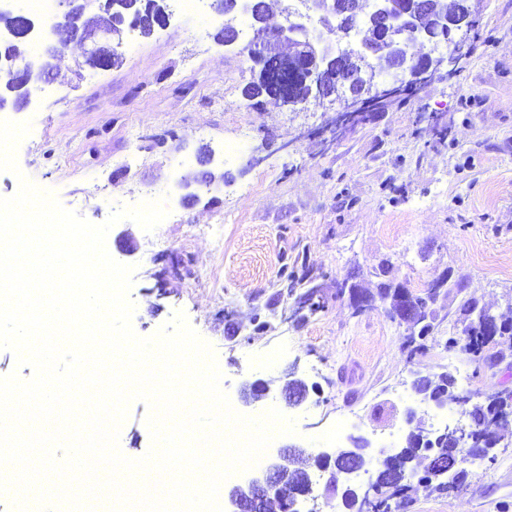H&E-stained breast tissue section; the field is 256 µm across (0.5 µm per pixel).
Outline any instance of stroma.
Here are the masks:
<instances>
[{
	"mask_svg": "<svg viewBox=\"0 0 512 512\" xmlns=\"http://www.w3.org/2000/svg\"><path fill=\"white\" fill-rule=\"evenodd\" d=\"M474 17L478 36L453 77L337 141L324 104L245 95L254 64L241 46L218 44L223 18L212 10L173 13L149 36L125 31L107 70L83 67L86 45L70 43L53 82L0 109V120L31 125L17 172L0 171V197L24 176L96 225L143 193L164 199L168 218L154 231L123 219L105 239L115 261L135 268V333L154 336L183 313L212 347L235 411L259 417L273 403L293 420L265 461L290 445L318 452L339 424V445L360 435L376 449L402 448L411 427L441 425L415 377L452 363L470 374L472 394L512 390V343L492 345L480 363L444 346L461 297L512 319V0H480ZM202 170L223 182L188 196L183 177ZM384 259L415 294L447 274L462 282V294L439 297L425 349L410 351L407 325L385 303L357 315L336 295L343 280L376 292L372 268ZM293 272L304 281L291 291ZM314 286L325 309L293 314L294 294ZM292 372L308 388L297 405L282 395ZM257 379L269 393L245 400ZM147 415L144 402L130 404L119 433L126 457L150 450ZM466 471L460 492L417 483L391 512H512L511 435L495 461Z\"/></svg>",
	"mask_w": 512,
	"mask_h": 512,
	"instance_id": "1",
	"label": "stroma"
}]
</instances>
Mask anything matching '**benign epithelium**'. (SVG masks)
Segmentation results:
<instances>
[{
	"instance_id": "7a95c632",
	"label": "benign epithelium",
	"mask_w": 512,
	"mask_h": 512,
	"mask_svg": "<svg viewBox=\"0 0 512 512\" xmlns=\"http://www.w3.org/2000/svg\"><path fill=\"white\" fill-rule=\"evenodd\" d=\"M150 5V11L138 14L134 24L142 27L150 25V30L164 27L170 23L171 14L164 11L156 16L155 0H140ZM477 0H465L464 8L455 16L442 22L443 43L447 54H426L417 58L408 57V47L413 40L436 41V37L425 31L410 29L404 20V11L396 0H376L375 9L382 18L383 39L386 43L385 57L388 65L384 66L388 78L379 84H364L357 90L345 93L344 88L351 85V81L336 79L328 76V72L335 69L336 62L353 51L360 57L362 63L374 65L376 60L370 46L364 39L356 35L350 49H341L325 42L323 34L327 22L338 16H347L354 13L356 4L354 0H305L303 9H296L285 18L275 33L265 30L263 25L252 28V37L243 47L249 58L258 66L267 61H275L278 68L274 71L262 72L266 84L276 85L275 95L284 101L293 104V94L289 86L301 75L306 78L309 91L314 98L327 99L332 105H338L334 113L325 120L324 128L336 130V134L344 136L353 126L351 115L369 117L371 113L366 108L382 107L388 102L406 96L419 90L434 76L449 78L454 75L455 69L451 64L458 59V54L465 44L464 38L458 33L467 25L474 11ZM63 8L62 17L50 25L52 38L45 50L58 51L73 41L88 43L91 48L87 52L85 64L92 69H109L113 66L115 52L107 46L100 44L101 35L112 34V29L105 27H92L81 24V19L90 11H112V0H83L76 5L74 0H60ZM215 10L224 16H235L244 11L255 12L253 0H219ZM15 19L12 28V38L24 45H29L33 22L24 11L16 6L11 10ZM317 18L321 31L314 33L303 23V20ZM291 45L294 53L284 56L279 52V45ZM282 394L291 404L301 403L307 396V386L299 379H290L282 390ZM472 425L465 420L456 422L454 428L448 431L435 430L421 439L420 445H425L441 435L448 439L459 438L466 435ZM319 467L326 469L334 466L331 483L334 488L341 489V499L344 506L350 505L348 492L358 490L357 502L365 505L372 499V490L368 485L350 484V476L357 474L373 463L380 465L389 458L388 452L372 451L370 442L363 437L350 439V446L337 452L326 451L315 454ZM290 469L282 464L268 466L260 476L251 479L244 487L234 488L229 495L232 510L230 512H267L268 505L274 501L279 512H301L299 505L301 499L308 495V491L299 487L292 489L288 485Z\"/></svg>"
}]
</instances>
